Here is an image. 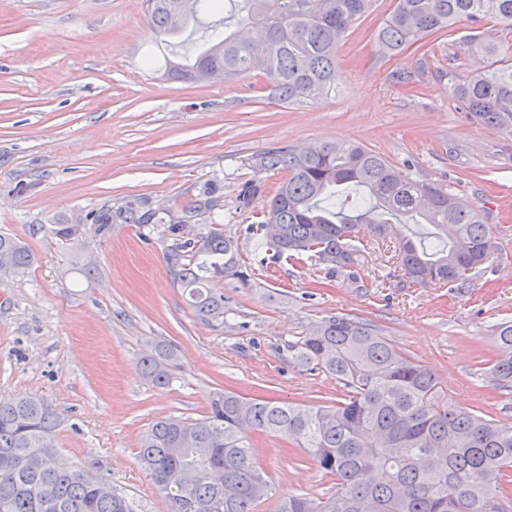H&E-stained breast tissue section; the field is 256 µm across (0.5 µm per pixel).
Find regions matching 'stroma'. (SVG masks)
Wrapping results in <instances>:
<instances>
[{"instance_id": "1", "label": "stroma", "mask_w": 512, "mask_h": 512, "mask_svg": "<svg viewBox=\"0 0 512 512\" xmlns=\"http://www.w3.org/2000/svg\"><path fill=\"white\" fill-rule=\"evenodd\" d=\"M394 0H375L336 49L335 96L302 106L267 99L264 80L184 82L163 77L165 59L192 55L211 34L200 16L165 41L147 25L143 0H0V234L35 257L0 274V399L41 397L61 419L56 455L109 478L141 508L169 512L138 460L157 419L197 420L214 395L333 405L342 391L288 350L321 318L361 317L436 376L435 397L512 426V388L494 380L498 323L512 320V143L457 112L447 81L417 91L395 84L414 50L381 57L376 35ZM359 143L402 174L448 181L459 200L489 212L498 256L469 287L403 288L396 235L363 243L353 270L262 263L248 225L261 219L280 173L249 158L274 147ZM261 194L244 201L245 184ZM136 202L169 211L193 238L213 230L236 240L250 280L217 279L224 316L189 306L166 259L165 224L85 225L62 242L52 224L73 214ZM168 344L179 367L158 388L137 370ZM271 486L255 512H276L296 493L329 496L324 474L298 444L253 434Z\"/></svg>"}]
</instances>
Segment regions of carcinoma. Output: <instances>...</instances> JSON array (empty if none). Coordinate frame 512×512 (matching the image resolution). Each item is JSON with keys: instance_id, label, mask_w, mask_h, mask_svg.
<instances>
[{"instance_id": "carcinoma-1", "label": "carcinoma", "mask_w": 512, "mask_h": 512, "mask_svg": "<svg viewBox=\"0 0 512 512\" xmlns=\"http://www.w3.org/2000/svg\"><path fill=\"white\" fill-rule=\"evenodd\" d=\"M154 31L172 38L222 11V0H145ZM372 0H238L239 27L213 33L192 60L165 62L167 77L209 80L217 72L233 80L266 79L267 97L288 106L336 94L342 77L336 47L368 11ZM495 19L512 32V0H395L377 41L387 57L400 55L460 20L477 25ZM478 63L467 75L454 62ZM427 55L417 70L391 74L395 82L420 86ZM448 89L464 117L512 138V55H502L488 34L461 39L448 55ZM259 173L285 172L268 200L264 220L249 232L266 248L265 260H310L334 274L353 264L358 244L384 238L393 221L429 224L434 243L402 236V287L470 284L497 252L488 216L457 201L442 180L400 175L378 152L363 145L324 142L297 152L278 147L256 154ZM353 214L335 199L353 190ZM164 218L135 203L114 212L71 216L51 233L78 239L84 224L104 234L116 222L156 224ZM174 279L190 305L208 319L224 314V299L211 293L213 278L246 280L234 239L215 230L187 238L169 255ZM34 256L18 239L0 234V270L18 271ZM502 353L492 374L512 388V320L496 329ZM299 360L334 377L344 392L333 406L259 400L221 392L199 420L153 423L142 439L139 459L170 503L172 512H255L269 484L255 465L250 435L273 433L295 441L320 469L336 479V494H290L278 512H509L507 480L512 471V427L434 401L433 373L358 316L330 315L290 345ZM174 349L159 344L141 357L139 373L157 387L174 377ZM57 415L37 395L0 402V512H138L117 487L103 494V476L56 463L31 470L19 460L33 451L53 458ZM197 473L183 485L180 470Z\"/></svg>"}]
</instances>
